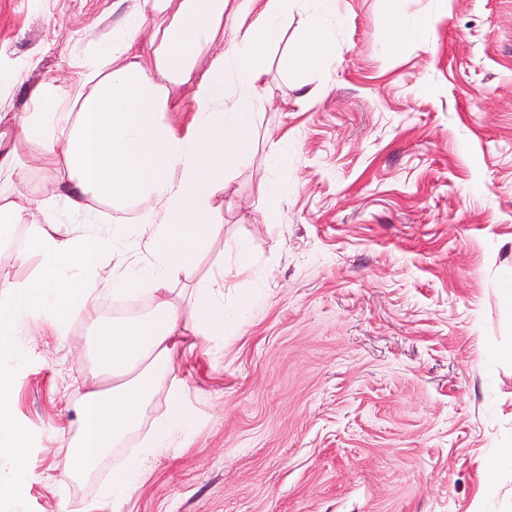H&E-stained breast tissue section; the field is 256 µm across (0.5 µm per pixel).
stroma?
Returning a JSON list of instances; mask_svg holds the SVG:
<instances>
[{"instance_id":"35a3bbf8","label":"stroma","mask_w":512,"mask_h":512,"mask_svg":"<svg viewBox=\"0 0 512 512\" xmlns=\"http://www.w3.org/2000/svg\"><path fill=\"white\" fill-rule=\"evenodd\" d=\"M403 5L395 48L387 0H337L336 54L302 87L284 61L298 18L268 49L271 98L199 270L246 246L224 303L247 313L178 358L189 428L124 512H512V0ZM122 13L0 0L16 109ZM91 344L80 324L24 339V512H109L107 471L53 481Z\"/></svg>"}]
</instances>
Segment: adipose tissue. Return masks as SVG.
<instances>
[{
	"instance_id": "adipose-tissue-1",
	"label": "adipose tissue",
	"mask_w": 512,
	"mask_h": 512,
	"mask_svg": "<svg viewBox=\"0 0 512 512\" xmlns=\"http://www.w3.org/2000/svg\"><path fill=\"white\" fill-rule=\"evenodd\" d=\"M124 16L92 47L74 56L73 76L34 85L22 113L13 90L20 75L0 70V243L23 233L41 256L35 275L18 284L0 276V362L22 364L20 330L45 323L67 334L80 322L94 335L91 378L108 389L85 392L73 405L77 429L63 445L55 481L65 486L96 475L113 450L140 437L141 446L114 466L101 492L121 512L145 479L151 460L188 428L177 390L151 427L144 416L175 366L178 341L205 347L223 339L225 273L201 279V253L223 242L221 201L228 176L247 158L257 110L269 96L262 60L280 42L301 0H120ZM336 0H311L288 54L323 69L336 50ZM235 39L225 44V30ZM151 51L134 53L139 38ZM210 56L199 70L201 56ZM189 120H182V113ZM47 162L53 181L34 204L18 201L27 157ZM107 206L119 222L111 235L63 232L57 209L90 216ZM146 239L150 257L98 273L111 242ZM192 285L178 303L171 285ZM150 286V308L105 318L111 300ZM13 375L0 370V489L28 483V441L12 415Z\"/></svg>"
}]
</instances>
